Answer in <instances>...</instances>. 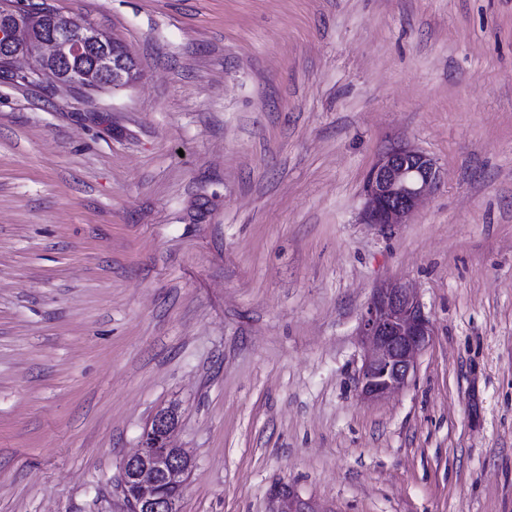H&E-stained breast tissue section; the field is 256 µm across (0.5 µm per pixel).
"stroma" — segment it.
<instances>
[{
  "mask_svg": "<svg viewBox=\"0 0 512 512\" xmlns=\"http://www.w3.org/2000/svg\"><path fill=\"white\" fill-rule=\"evenodd\" d=\"M48 2L140 78H0V512H126L168 408L178 512H512V0ZM400 143L441 182L384 231ZM387 282L434 336L369 402ZM440 179V168L432 157L410 145L392 146L366 178L363 223L379 228L408 223ZM275 498L282 505L276 512H316L307 502L299 498L289 485L280 486Z\"/></svg>",
  "mask_w": 512,
  "mask_h": 512,
  "instance_id": "35a3bbf8",
  "label": "stroma"
}]
</instances>
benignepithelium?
I'll return each instance as SVG.
<instances>
[{"label": "benign epithelium", "instance_id": "benign-epithelium-1", "mask_svg": "<svg viewBox=\"0 0 512 512\" xmlns=\"http://www.w3.org/2000/svg\"><path fill=\"white\" fill-rule=\"evenodd\" d=\"M46 21V31L36 36L24 13L0 14V74L24 84L48 74L73 93L82 87L83 75L74 72L71 63L95 45L100 52L93 58L92 72L105 87L118 91L137 82L138 65L128 50L109 52L96 29L69 18L48 13ZM440 179V168L426 153L410 145L389 148L366 178L364 223L379 228L408 223ZM357 334L366 347L358 391L366 400L380 401L408 386L434 331L415 290L386 283L374 289L360 312ZM176 425L173 412L157 414L144 430L139 448L124 460L121 492L129 512H177L191 461L169 443ZM275 498L281 503L278 512H315L289 485L280 486Z\"/></svg>", "mask_w": 512, "mask_h": 512}]
</instances>
